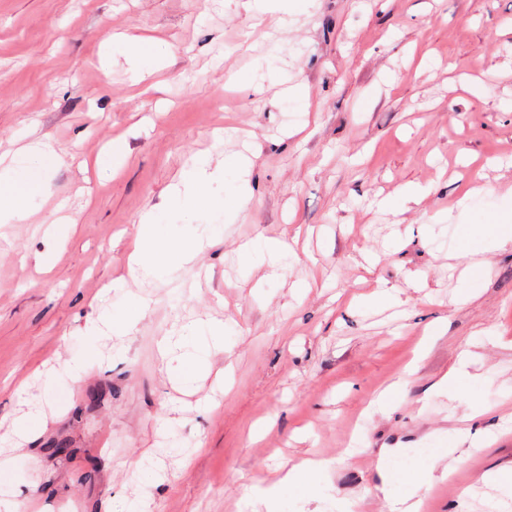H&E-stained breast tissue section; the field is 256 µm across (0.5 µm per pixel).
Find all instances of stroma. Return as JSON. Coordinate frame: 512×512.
I'll return each mask as SVG.
<instances>
[{"label":"stroma","instance_id":"obj_1","mask_svg":"<svg viewBox=\"0 0 512 512\" xmlns=\"http://www.w3.org/2000/svg\"><path fill=\"white\" fill-rule=\"evenodd\" d=\"M253 2L0 0V157L58 150L26 218L0 222V512H267L261 488L279 489L274 512H388L427 470L431 512H489L501 493L484 474L512 477V241L452 302L460 235L504 212L497 194L465 200L473 172L512 186V0H288L285 28ZM116 139L122 163L95 167ZM242 154L251 203L192 264L132 278L145 213L178 240L213 223L172 207L192 159L226 198ZM408 184L429 193L378 209ZM63 216L70 232L51 235ZM258 238L295 262L244 256ZM111 303L132 324L92 349L85 327ZM212 321L237 332L184 378L158 342ZM489 327L497 344L473 341ZM76 357L84 372L64 375ZM463 357L469 380L437 392ZM479 402L494 439L457 445L443 476L439 445ZM318 457L327 472L281 488Z\"/></svg>","mask_w":512,"mask_h":512}]
</instances>
